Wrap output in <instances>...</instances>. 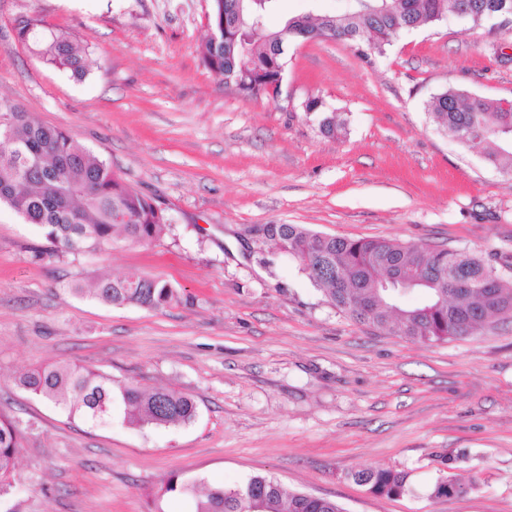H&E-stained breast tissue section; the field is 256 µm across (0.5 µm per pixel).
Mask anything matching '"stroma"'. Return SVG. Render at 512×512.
<instances>
[{"label": "stroma", "instance_id": "obj_1", "mask_svg": "<svg viewBox=\"0 0 512 512\" xmlns=\"http://www.w3.org/2000/svg\"><path fill=\"white\" fill-rule=\"evenodd\" d=\"M209 0H0V97L64 129L170 219L160 238L116 239L35 264L40 226L0 204V416L32 421L0 512H191L155 499L170 474L235 487L266 475L345 512H512V317L429 343L356 323L263 224L464 249L512 281V174L440 130L425 104L454 87L512 102V24L451 18L364 58L341 39L285 53L279 96L249 99L201 60ZM35 16L89 52L81 80L16 39ZM310 97L344 121L321 132ZM137 271L189 295L115 308L71 282ZM70 362L190 394L189 424H92L16 383ZM408 474L376 496L361 469ZM477 490L432 497L443 474Z\"/></svg>", "mask_w": 512, "mask_h": 512}]
</instances>
